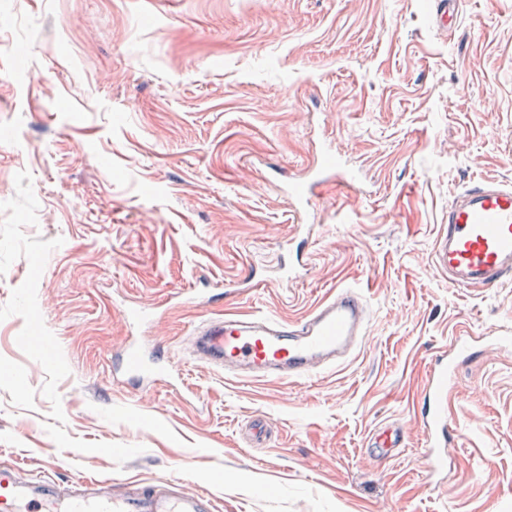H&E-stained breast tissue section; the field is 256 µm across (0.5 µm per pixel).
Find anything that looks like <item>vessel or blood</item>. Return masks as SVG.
I'll use <instances>...</instances> for the list:
<instances>
[{
  "instance_id": "obj_1",
  "label": "vessel or blood",
  "mask_w": 512,
  "mask_h": 512,
  "mask_svg": "<svg viewBox=\"0 0 512 512\" xmlns=\"http://www.w3.org/2000/svg\"><path fill=\"white\" fill-rule=\"evenodd\" d=\"M436 270L462 288H494L512 279V188L483 179L464 189L448 207L433 248ZM368 305L353 288H340L305 317L291 322L270 315H217L200 322L190 351L201 365L248 380H290L336 366L359 343L367 325ZM467 347L455 338L438 351L423 388L419 424L428 469L443 468L448 458L447 408L455 360ZM115 366L137 383L159 376V363L127 347ZM403 446L399 428L380 427L367 447L389 459ZM208 498L189 494L172 483H155L134 495L112 484L77 479L68 486L29 480L0 464V512H208Z\"/></svg>"
}]
</instances>
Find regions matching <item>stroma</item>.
<instances>
[{
	"mask_svg": "<svg viewBox=\"0 0 512 512\" xmlns=\"http://www.w3.org/2000/svg\"><path fill=\"white\" fill-rule=\"evenodd\" d=\"M328 152L360 182L320 174ZM486 177L512 186V0H463L450 30L434 0H0V462L168 479L210 512H512V351L488 347L512 281L431 260ZM343 286L370 317L336 367L254 382L190 356L204 318L297 320ZM143 305L173 371L135 386L112 355ZM455 336L437 484L415 414ZM388 424L404 448L379 461ZM403 447V436L400 428L392 426L380 427L367 444L370 452L383 459H391L398 455Z\"/></svg>",
	"mask_w": 512,
	"mask_h": 512,
	"instance_id": "35a3bbf8",
	"label": "stroma"
}]
</instances>
